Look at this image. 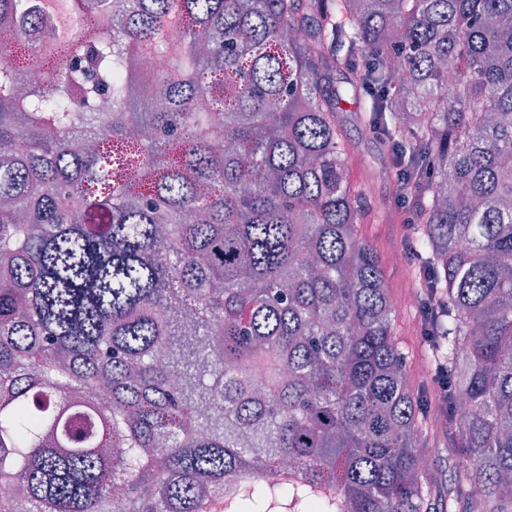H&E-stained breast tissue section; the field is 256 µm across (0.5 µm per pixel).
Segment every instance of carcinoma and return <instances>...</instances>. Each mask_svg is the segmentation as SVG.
<instances>
[{"instance_id":"1","label":"carcinoma","mask_w":512,"mask_h":512,"mask_svg":"<svg viewBox=\"0 0 512 512\" xmlns=\"http://www.w3.org/2000/svg\"><path fill=\"white\" fill-rule=\"evenodd\" d=\"M73 3L0 0V498L435 512L345 102L421 172L448 509L512 512V0Z\"/></svg>"}]
</instances>
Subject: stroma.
<instances>
[{
	"mask_svg": "<svg viewBox=\"0 0 512 512\" xmlns=\"http://www.w3.org/2000/svg\"><path fill=\"white\" fill-rule=\"evenodd\" d=\"M351 151L347 172L351 182L364 186L367 195L383 211L381 217L358 225L359 237L378 254L390 302L395 310L393 340L405 356V380L410 389L427 390L428 410L422 420L423 455L430 462L427 477L435 492L436 506H443L454 488L459 463L451 454V430L439 411L436 394L431 391L430 351L421 334V320L414 302L417 271L410 261L395 262L405 253L414 234L407 217L397 205L398 193L389 149L385 142L369 136L357 123L352 104H344L341 114Z\"/></svg>",
	"mask_w": 512,
	"mask_h": 512,
	"instance_id": "1",
	"label": "stroma"
}]
</instances>
